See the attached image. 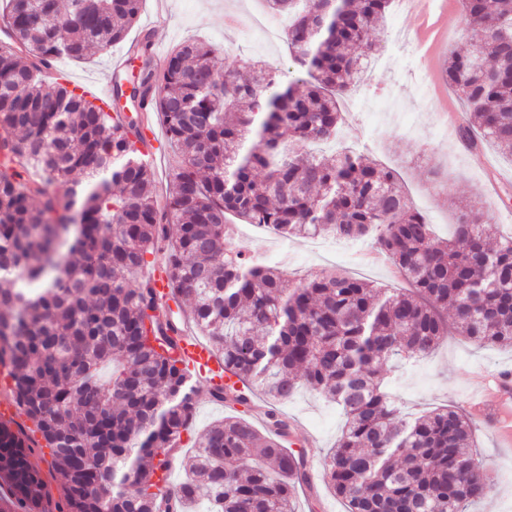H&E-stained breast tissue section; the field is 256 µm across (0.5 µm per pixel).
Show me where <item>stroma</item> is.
I'll return each instance as SVG.
<instances>
[{
  "instance_id": "obj_1",
  "label": "stroma",
  "mask_w": 512,
  "mask_h": 512,
  "mask_svg": "<svg viewBox=\"0 0 512 512\" xmlns=\"http://www.w3.org/2000/svg\"><path fill=\"white\" fill-rule=\"evenodd\" d=\"M158 9L166 16L165 24L147 30L145 20ZM264 11L265 0H143L141 21L129 36L135 39L151 32L153 43L166 53L183 40L196 39L213 50L216 60L229 67H241L243 60L258 57L277 68L283 83L297 82L300 69L290 56L285 36L253 41L243 35L245 28ZM232 12L241 17L240 26H225L224 16ZM415 26V19L396 7L377 24V66L365 72L360 84L342 95L341 132L336 141L320 144L316 151L329 155L341 146L359 148L397 175L413 204L434 224L436 234L444 236L459 209L484 195L488 175L472 154L449 140L438 120L439 103L422 93L423 74L416 49L414 45L399 43L400 38L410 36ZM122 50L119 44L96 49L86 60L61 59L56 67L70 80L90 85L101 78L113 57ZM234 244L243 253H262L280 261L283 273L293 281L324 269L339 268L388 288L404 286L400 278L392 276L388 264L358 270L357 255L363 250L359 244L326 238L312 245L304 238L285 239L246 225L240 227ZM503 366L512 367L511 348L479 346L451 335L426 359L402 365L386 362L382 368L391 374L390 391L400 410L418 415L443 406L469 411L471 392L478 379ZM280 410L293 421L289 449L304 453L311 466H319L343 425L336 406L302 387L281 404ZM239 413L245 414L255 426H262V415L244 411L238 404L214 402L206 388H199L193 431L201 433L213 421ZM475 446L492 468L497 491L473 505L471 512H512V454L497 448L491 434L481 427L475 432Z\"/></svg>"
}]
</instances>
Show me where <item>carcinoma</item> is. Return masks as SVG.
I'll return each instance as SVG.
<instances>
[{
  "label": "carcinoma",
  "instance_id": "obj_1",
  "mask_svg": "<svg viewBox=\"0 0 512 512\" xmlns=\"http://www.w3.org/2000/svg\"><path fill=\"white\" fill-rule=\"evenodd\" d=\"M267 2L287 19L305 92L269 68L219 66L191 41L131 83L179 153L161 208L141 123L116 122L112 100L97 105L63 73L42 76L49 62L122 42L143 0H70L64 12L58 0H5L0 366L25 422H0V512H46L32 427L65 479L56 512H294L310 476L277 404L300 384L345 418L322 468L347 512H466L494 494L470 451L473 419L450 406L401 415L379 365L425 356L451 330L512 348V235L488 245L489 213L471 205L440 240L393 172L348 147L310 150L337 138L339 98L379 50L371 26L393 0ZM461 12L483 28L484 53L478 64L470 51L448 55L466 114L459 136L477 131L512 153V0H461ZM233 218L287 239L368 240L411 288L334 271L292 286L277 262L233 248ZM150 257L241 382L211 398L248 406L256 390L269 400L267 434L243 417L211 424L162 496L155 479L191 433L197 387L153 289L132 283Z\"/></svg>",
  "mask_w": 512,
  "mask_h": 512
}]
</instances>
